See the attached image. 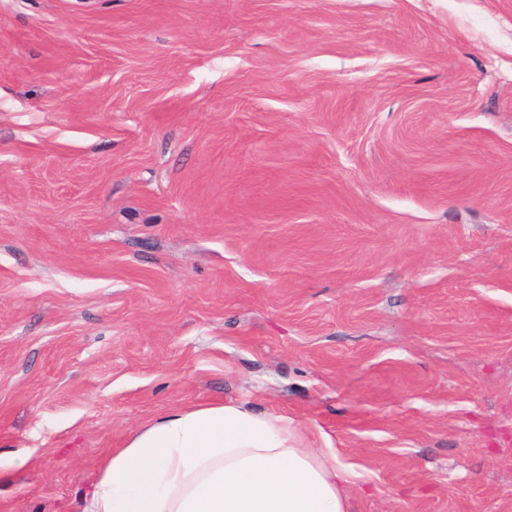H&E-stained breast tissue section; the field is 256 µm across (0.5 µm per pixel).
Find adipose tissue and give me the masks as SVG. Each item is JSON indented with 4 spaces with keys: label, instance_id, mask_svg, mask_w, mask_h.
<instances>
[{
    "label": "adipose tissue",
    "instance_id": "ef3b65f1",
    "mask_svg": "<svg viewBox=\"0 0 512 512\" xmlns=\"http://www.w3.org/2000/svg\"><path fill=\"white\" fill-rule=\"evenodd\" d=\"M349 477L289 419L177 408L104 459L83 512H350Z\"/></svg>",
    "mask_w": 512,
    "mask_h": 512
}]
</instances>
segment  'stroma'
Returning <instances> with one entry per match:
<instances>
[{
	"instance_id": "35a3bbf8",
	"label": "stroma",
	"mask_w": 512,
	"mask_h": 512,
	"mask_svg": "<svg viewBox=\"0 0 512 512\" xmlns=\"http://www.w3.org/2000/svg\"><path fill=\"white\" fill-rule=\"evenodd\" d=\"M198 404L512 512V0H0V512Z\"/></svg>"
}]
</instances>
